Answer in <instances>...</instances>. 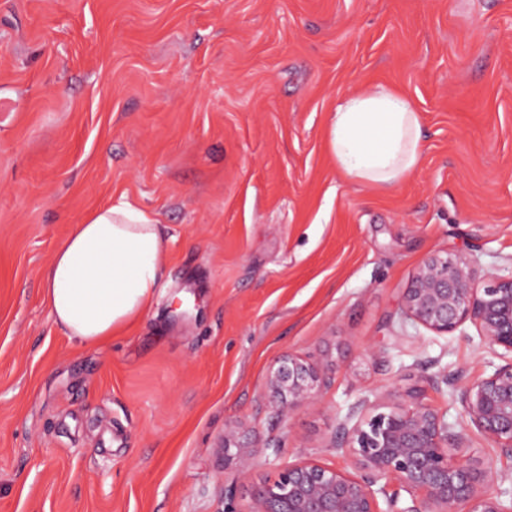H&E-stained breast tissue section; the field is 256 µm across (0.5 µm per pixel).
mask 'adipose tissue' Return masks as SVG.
Instances as JSON below:
<instances>
[{
	"instance_id": "1",
	"label": "adipose tissue",
	"mask_w": 512,
	"mask_h": 512,
	"mask_svg": "<svg viewBox=\"0 0 512 512\" xmlns=\"http://www.w3.org/2000/svg\"><path fill=\"white\" fill-rule=\"evenodd\" d=\"M330 135L338 167L361 184L393 186L420 161L419 112L382 85L337 105ZM167 260L160 225L127 197L94 209L45 271L44 298L55 324L86 344L111 339L150 306Z\"/></svg>"
}]
</instances>
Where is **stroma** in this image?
Listing matches in <instances>:
<instances>
[{"mask_svg":"<svg viewBox=\"0 0 512 512\" xmlns=\"http://www.w3.org/2000/svg\"><path fill=\"white\" fill-rule=\"evenodd\" d=\"M379 85L422 124L389 188L329 143L337 104ZM123 195L162 225L166 272L83 345L43 275ZM445 250L512 269V0H0V512H249L276 467L351 469L336 421L390 388L464 428L450 388L497 355L401 311ZM287 354L332 382L281 416L266 381ZM235 420L265 450L246 469L224 458ZM449 454L512 483L478 432Z\"/></svg>","mask_w":512,"mask_h":512,"instance_id":"35a3bbf8","label":"stroma"}]
</instances>
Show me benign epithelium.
Instances as JSON below:
<instances>
[{
    "label": "benign epithelium",
    "mask_w": 512,
    "mask_h": 512,
    "mask_svg": "<svg viewBox=\"0 0 512 512\" xmlns=\"http://www.w3.org/2000/svg\"><path fill=\"white\" fill-rule=\"evenodd\" d=\"M402 313L441 336L468 322L491 349L512 354V272L481 277L472 260L434 253L405 288ZM328 380L288 356L271 368L268 389L283 413L316 400ZM387 395L396 399L389 410L373 412L361 399L338 422L335 449L353 456L362 473L314 461L279 467L258 487L250 512H512L503 501L512 490L500 488L492 464L448 456V445L461 447L465 433L448 425L447 413L412 392ZM454 401L467 426L512 454V359L456 388ZM232 450L245 464L257 454L229 423L224 452Z\"/></svg>",
    "instance_id": "benign-epithelium-1"
}]
</instances>
